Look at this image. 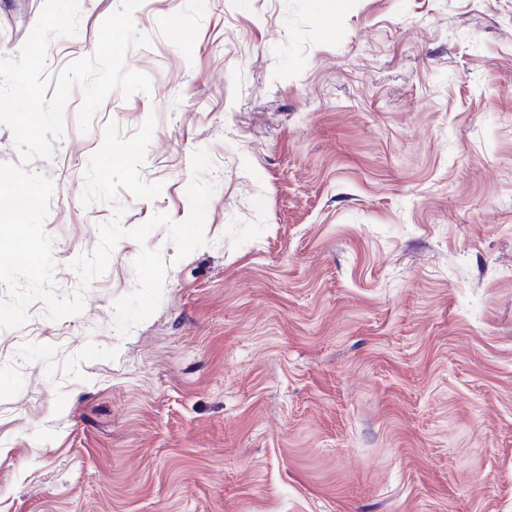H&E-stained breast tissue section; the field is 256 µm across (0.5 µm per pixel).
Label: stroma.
Returning <instances> with one entry per match:
<instances>
[{
  "label": "stroma",
  "instance_id": "1",
  "mask_svg": "<svg viewBox=\"0 0 512 512\" xmlns=\"http://www.w3.org/2000/svg\"><path fill=\"white\" fill-rule=\"evenodd\" d=\"M45 0H0L16 57ZM120 0H79L46 73L93 54ZM149 46L80 132L73 88L44 230L60 294L111 206H84L109 122L156 127L123 230L184 221L191 157L215 185L205 243L123 238L84 308L0 329V512H512V0H144ZM183 35L174 38L173 27ZM167 271L127 335L142 247Z\"/></svg>",
  "mask_w": 512,
  "mask_h": 512
}]
</instances>
